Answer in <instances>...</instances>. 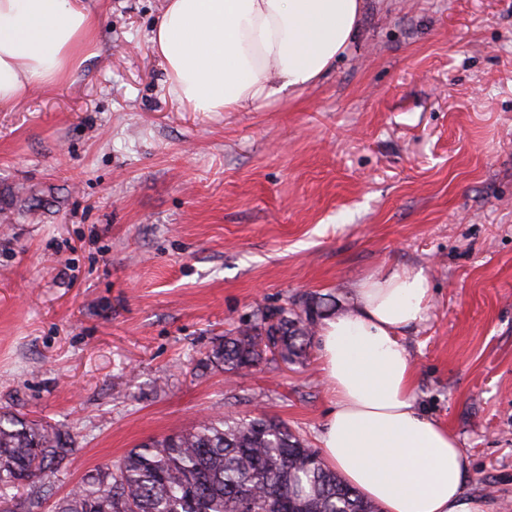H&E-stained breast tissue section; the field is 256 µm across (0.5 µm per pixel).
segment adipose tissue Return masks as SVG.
Segmentation results:
<instances>
[{
  "label": "adipose tissue",
  "instance_id": "ef3b65f1",
  "mask_svg": "<svg viewBox=\"0 0 512 512\" xmlns=\"http://www.w3.org/2000/svg\"><path fill=\"white\" fill-rule=\"evenodd\" d=\"M365 0H167L151 37L170 92L195 112H238L305 88L356 39ZM84 0H0V111L65 84L95 55ZM429 301L420 271L362 281L326 321L321 360L334 402L321 451L381 512H488L466 495L469 459L414 404L401 336Z\"/></svg>",
  "mask_w": 512,
  "mask_h": 512
}]
</instances>
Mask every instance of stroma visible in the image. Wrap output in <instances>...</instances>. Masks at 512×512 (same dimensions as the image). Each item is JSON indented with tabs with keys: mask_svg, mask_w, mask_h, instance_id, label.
Wrapping results in <instances>:
<instances>
[{
	"mask_svg": "<svg viewBox=\"0 0 512 512\" xmlns=\"http://www.w3.org/2000/svg\"><path fill=\"white\" fill-rule=\"evenodd\" d=\"M99 52L0 112V412L65 433L39 512L147 439L262 412L311 447L318 344L229 376L202 358L261 315L421 270L415 404L512 512V0H365L305 89L241 112L175 101L164 0H93Z\"/></svg>",
	"mask_w": 512,
	"mask_h": 512,
	"instance_id": "35a3bbf8",
	"label": "stroma"
}]
</instances>
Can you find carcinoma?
Segmentation results:
<instances>
[{
	"label": "carcinoma",
	"instance_id": "cac0c4a2",
	"mask_svg": "<svg viewBox=\"0 0 512 512\" xmlns=\"http://www.w3.org/2000/svg\"><path fill=\"white\" fill-rule=\"evenodd\" d=\"M328 312L321 299L301 310L278 308L257 324L226 333L206 363L240 374L273 348L303 360L313 326ZM66 441L15 415L0 413V512L10 491L31 486L47 464L61 465ZM56 512H380L325 464L280 419L211 416L194 428L151 438L74 487Z\"/></svg>",
	"mask_w": 512,
	"mask_h": 512
}]
</instances>
